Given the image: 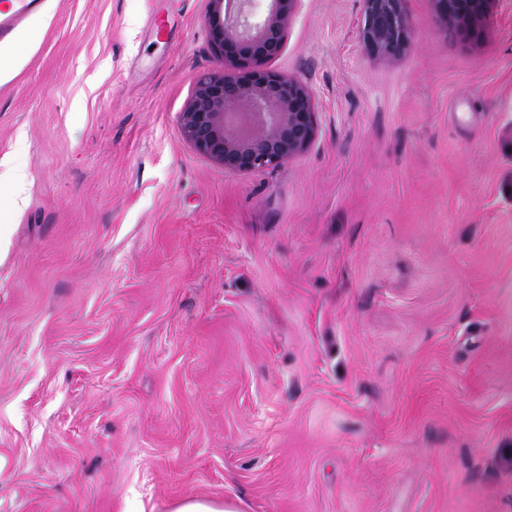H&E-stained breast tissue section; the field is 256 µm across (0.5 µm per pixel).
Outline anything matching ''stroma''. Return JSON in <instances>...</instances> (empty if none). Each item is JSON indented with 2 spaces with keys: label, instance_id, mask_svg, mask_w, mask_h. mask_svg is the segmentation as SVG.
Instances as JSON below:
<instances>
[{
  "label": "stroma",
  "instance_id": "35a3bbf8",
  "mask_svg": "<svg viewBox=\"0 0 512 512\" xmlns=\"http://www.w3.org/2000/svg\"><path fill=\"white\" fill-rule=\"evenodd\" d=\"M208 7L44 0L0 83V512H512V0L395 60L302 0L317 140L249 175L178 124ZM4 170L0 171V188L7 187L11 203L18 206L22 200V192L28 177L27 171L21 166H8L0 161V167ZM171 512H243L234 501L216 502L198 498L185 499L173 506Z\"/></svg>",
  "mask_w": 512,
  "mask_h": 512
}]
</instances>
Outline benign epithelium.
<instances>
[{
    "label": "benign epithelium",
    "mask_w": 512,
    "mask_h": 512,
    "mask_svg": "<svg viewBox=\"0 0 512 512\" xmlns=\"http://www.w3.org/2000/svg\"><path fill=\"white\" fill-rule=\"evenodd\" d=\"M209 0L207 25L214 52L232 67L199 75L179 113L193 150L226 171L243 175L282 166L307 152L318 135L312 93L296 76L265 68L279 57L301 0ZM360 37L374 56L408 50V0H363ZM441 24L475 37L493 0H435Z\"/></svg>",
    "instance_id": "obj_1"
}]
</instances>
